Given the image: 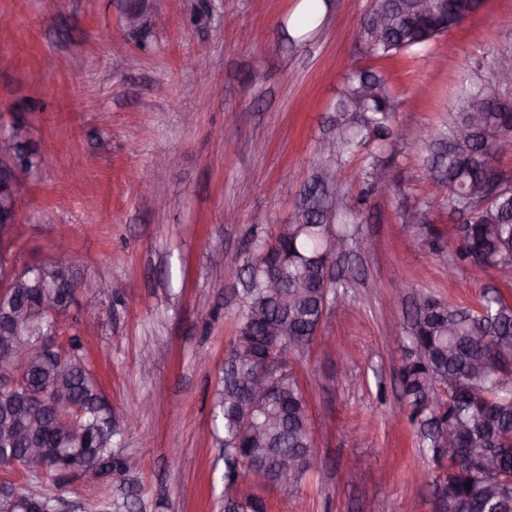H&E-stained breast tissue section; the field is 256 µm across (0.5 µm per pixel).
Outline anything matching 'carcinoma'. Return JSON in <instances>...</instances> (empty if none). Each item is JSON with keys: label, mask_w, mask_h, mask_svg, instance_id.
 I'll return each mask as SVG.
<instances>
[{"label": "carcinoma", "mask_w": 512, "mask_h": 512, "mask_svg": "<svg viewBox=\"0 0 512 512\" xmlns=\"http://www.w3.org/2000/svg\"><path fill=\"white\" fill-rule=\"evenodd\" d=\"M433 9L413 13L418 0H372L360 24V36L369 55L392 58L410 52L421 42L451 31L476 10L474 0H430ZM376 85L378 96L361 103L360 87ZM395 102L385 81L374 71L348 74L334 106L331 156L356 152L370 142L396 137ZM472 130L463 146H445L452 130ZM512 140V103L502 101L495 86L475 84L460 95L448 126L422 140L431 180L448 193L451 211L464 217L448 238L456 264L496 274L503 287L483 292L474 311L446 304L429 295L412 305L410 347L400 368V384L408 420L422 455L436 458L445 434L458 430L464 448L462 460L448 458L444 478L433 480L435 509L439 512H512V375L500 376L487 362L512 357V188L488 205L475 201L485 194L484 175L502 156L500 145ZM42 155L30 140L20 148L18 167L26 180L40 170ZM383 164L372 156L362 173L369 189H376ZM305 198L271 240L253 233V247L239 255L236 274L241 321L230 341L223 375L211 404V418L224 436L217 437L224 455L223 512H270L267 499L249 489L241 469L245 462L264 458L274 465L283 458L312 461L314 441L305 389L291 367L278 371L275 393L255 396L249 381L261 375L260 357L265 328L279 320L288 349L304 351L320 331L321 308L327 303L321 269L314 256L327 249L328 234L350 209L338 204L318 181L304 190ZM49 284L75 286L72 266L55 261L43 269ZM33 282L16 295L0 296V312L24 309L17 343L25 349L12 371L22 383L0 387V465L23 466L27 448H45L44 470L75 469L85 475L112 479L130 471L127 456L117 450L118 432L108 424L101 386L81 353V337H66L61 354L51 362L39 351L49 332V321L70 312L72 303L58 299L61 291L41 296ZM56 391L68 394L70 404L52 403ZM254 424L240 429L243 415ZM486 456L495 467L475 477L471 462ZM28 496L0 497V512H25Z\"/></svg>", "instance_id": "cac0c4a2"}]
</instances>
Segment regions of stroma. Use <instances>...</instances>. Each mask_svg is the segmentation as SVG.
<instances>
[{
  "mask_svg": "<svg viewBox=\"0 0 512 512\" xmlns=\"http://www.w3.org/2000/svg\"><path fill=\"white\" fill-rule=\"evenodd\" d=\"M142 0L147 37L127 0H0V115H21L44 155L19 204L20 263L73 262L98 279L67 325L119 418L136 471L103 482L0 468V483L112 512L123 494L144 512H221L224 456L210 403L238 326V281L217 251L274 236L313 176L357 204V231L313 345L291 366L308 393L315 455L298 490H265L290 512H434L440 469L421 456L398 373L412 301L428 294L478 308L498 278L449 275L438 253L458 222L429 178L420 144L449 121L464 81L512 55V0H482L458 29L379 60L360 38L370 0ZM306 37L294 41L299 22ZM81 57V69L69 66ZM381 75L398 137L329 162L333 103L349 66ZM379 156L391 195L359 178ZM162 165L160 180L143 174ZM161 197V210L147 207Z\"/></svg>",
  "mask_w": 512,
  "mask_h": 512,
  "instance_id": "stroma-1",
  "label": "stroma"
}]
</instances>
